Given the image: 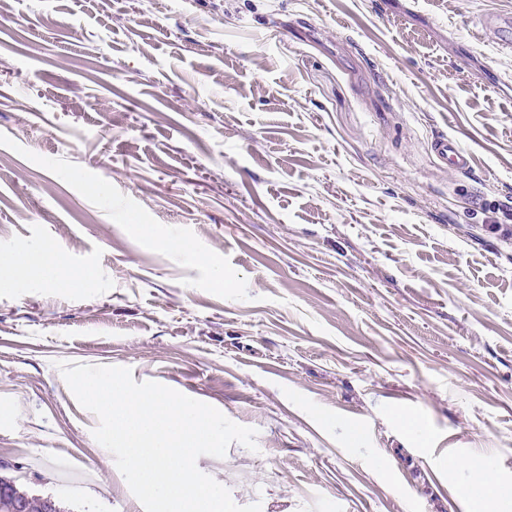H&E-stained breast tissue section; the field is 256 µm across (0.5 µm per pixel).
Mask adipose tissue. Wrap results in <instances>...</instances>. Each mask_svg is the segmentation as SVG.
<instances>
[{
    "label": "adipose tissue",
    "mask_w": 512,
    "mask_h": 512,
    "mask_svg": "<svg viewBox=\"0 0 512 512\" xmlns=\"http://www.w3.org/2000/svg\"><path fill=\"white\" fill-rule=\"evenodd\" d=\"M83 271L74 268L51 242L39 240L19 251L0 255V288L83 284Z\"/></svg>",
    "instance_id": "obj_1"
}]
</instances>
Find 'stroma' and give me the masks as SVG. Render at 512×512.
Masks as SVG:
<instances>
[{
	"instance_id": "obj_1",
	"label": "stroma",
	"mask_w": 512,
	"mask_h": 512,
	"mask_svg": "<svg viewBox=\"0 0 512 512\" xmlns=\"http://www.w3.org/2000/svg\"><path fill=\"white\" fill-rule=\"evenodd\" d=\"M488 16L512 0H0V254L49 240L87 276L0 290V473L144 512L66 361L256 429L197 467L261 512H456L475 457L512 485V53ZM431 147L438 159L452 164L458 171L467 173L472 170V156L456 137L438 136L433 140ZM165 243L167 245L175 247L178 250H180L181 252L185 253L195 262L208 263L212 267V270H213L214 283L219 287H223L224 272H223L222 266L216 259L208 258L206 255L192 250L189 246L185 245L183 242H181L180 240H177V239L176 240L175 239H165Z\"/></svg>"
}]
</instances>
